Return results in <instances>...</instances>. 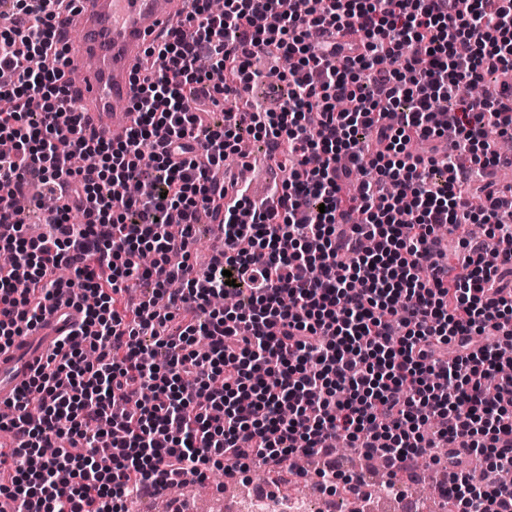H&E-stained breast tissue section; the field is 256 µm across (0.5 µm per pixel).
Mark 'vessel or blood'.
I'll return each instance as SVG.
<instances>
[{"mask_svg": "<svg viewBox=\"0 0 512 512\" xmlns=\"http://www.w3.org/2000/svg\"><path fill=\"white\" fill-rule=\"evenodd\" d=\"M190 6L191 0H79V35L63 40L69 59L64 80L81 98L86 127L106 140L124 136L112 116L130 107L134 70L148 45ZM80 319L77 305L51 307L31 335L0 348V406L17 395L45 353Z\"/></svg>", "mask_w": 512, "mask_h": 512, "instance_id": "1", "label": "vessel or blood"}]
</instances>
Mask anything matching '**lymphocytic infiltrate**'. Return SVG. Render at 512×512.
<instances>
[{"label": "lymphocytic infiltrate", "mask_w": 512, "mask_h": 512, "mask_svg": "<svg viewBox=\"0 0 512 512\" xmlns=\"http://www.w3.org/2000/svg\"><path fill=\"white\" fill-rule=\"evenodd\" d=\"M78 0H9L0 26V345L76 303L84 320L11 403L0 496L17 512H127L179 474L225 479L330 440L401 472L445 470L450 512H507L512 468V267L468 236L438 255L436 230L481 220L512 241V198L469 167L512 166V0H207L147 52L128 134L84 129L56 40ZM293 57L279 111L236 104L260 53ZM223 70L215 85L200 58ZM477 85V100L461 97ZM222 101L214 119L198 99ZM391 114L392 123L382 120ZM456 139L408 158L413 140ZM289 168L283 211L209 177L242 141ZM469 164H461V155ZM83 201L71 221L69 197ZM223 209L224 249L202 277L187 259L200 211ZM69 278H61L60 270ZM502 332L497 345L482 343Z\"/></svg>", "instance_id": "f902f5d3"}]
</instances>
